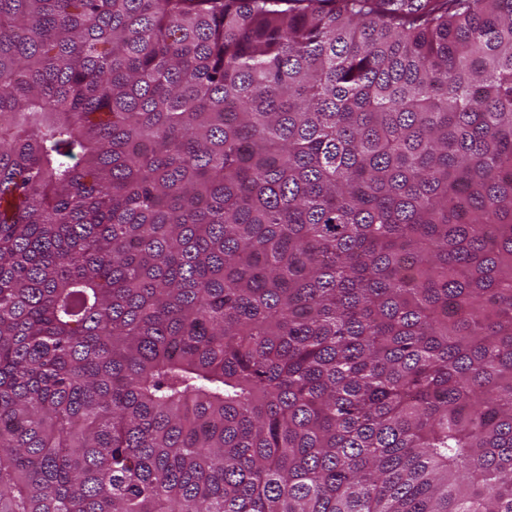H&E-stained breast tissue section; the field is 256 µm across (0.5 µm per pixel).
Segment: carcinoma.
Returning a JSON list of instances; mask_svg holds the SVG:
<instances>
[{
    "label": "carcinoma",
    "mask_w": 512,
    "mask_h": 512,
    "mask_svg": "<svg viewBox=\"0 0 512 512\" xmlns=\"http://www.w3.org/2000/svg\"><path fill=\"white\" fill-rule=\"evenodd\" d=\"M0 512H512V0H0Z\"/></svg>",
    "instance_id": "carcinoma-1"
}]
</instances>
